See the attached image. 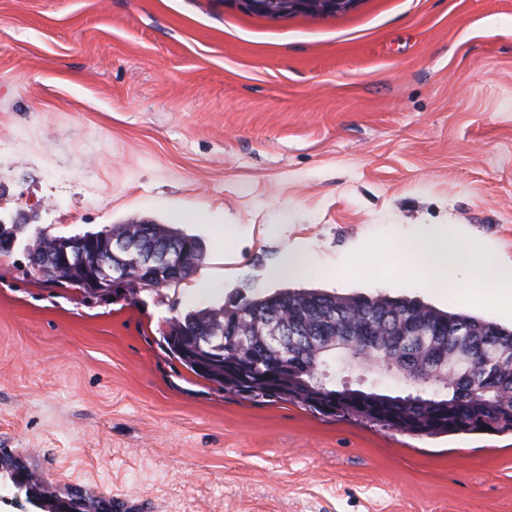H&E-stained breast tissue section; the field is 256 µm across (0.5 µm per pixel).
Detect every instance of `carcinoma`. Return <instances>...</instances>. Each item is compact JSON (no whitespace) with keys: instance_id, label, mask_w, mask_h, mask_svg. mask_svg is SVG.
<instances>
[{"instance_id":"carcinoma-1","label":"carcinoma","mask_w":512,"mask_h":512,"mask_svg":"<svg viewBox=\"0 0 512 512\" xmlns=\"http://www.w3.org/2000/svg\"><path fill=\"white\" fill-rule=\"evenodd\" d=\"M141 248L198 239L151 220L114 224L120 240L138 231ZM53 281L88 296L122 286L72 261ZM169 357L228 394L299 402L327 418L350 417L412 436L512 432V329L429 304L316 289L242 297L219 308L166 320ZM357 367L399 365L410 379L422 370L441 383L425 408L392 395L348 388L319 377L330 359Z\"/></svg>"}]
</instances>
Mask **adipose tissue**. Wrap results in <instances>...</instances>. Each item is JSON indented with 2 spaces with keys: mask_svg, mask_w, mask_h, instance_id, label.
Listing matches in <instances>:
<instances>
[{
  "mask_svg": "<svg viewBox=\"0 0 512 512\" xmlns=\"http://www.w3.org/2000/svg\"><path fill=\"white\" fill-rule=\"evenodd\" d=\"M389 268L407 264L429 287L456 297L480 296L495 289L498 300L512 304V265L478 252L471 243H448L443 236L423 232L388 247Z\"/></svg>",
  "mask_w": 512,
  "mask_h": 512,
  "instance_id": "1",
  "label": "adipose tissue"
}]
</instances>
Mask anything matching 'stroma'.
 <instances>
[{
    "label": "stroma",
    "mask_w": 512,
    "mask_h": 512,
    "mask_svg": "<svg viewBox=\"0 0 512 512\" xmlns=\"http://www.w3.org/2000/svg\"><path fill=\"white\" fill-rule=\"evenodd\" d=\"M199 238L178 284L95 299L0 254V448L112 512H512V435L416 437L224 394L168 318L314 288L448 299L385 245L512 262V0H362L279 20L233 0H0V220ZM301 278L271 272L285 249Z\"/></svg>",
    "instance_id": "1"
}]
</instances>
